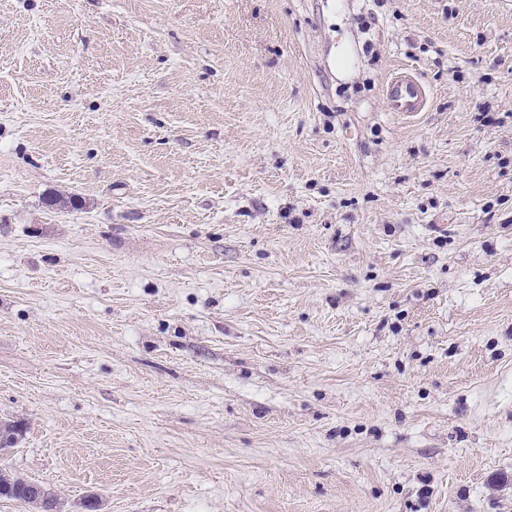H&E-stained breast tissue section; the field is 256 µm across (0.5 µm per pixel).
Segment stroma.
<instances>
[{"label": "stroma", "mask_w": 512, "mask_h": 512, "mask_svg": "<svg viewBox=\"0 0 512 512\" xmlns=\"http://www.w3.org/2000/svg\"><path fill=\"white\" fill-rule=\"evenodd\" d=\"M0 420L67 512H512V0H0ZM386 83L385 95L390 112L411 117L422 112L427 104V89L411 73L399 69Z\"/></svg>", "instance_id": "35a3bbf8"}]
</instances>
